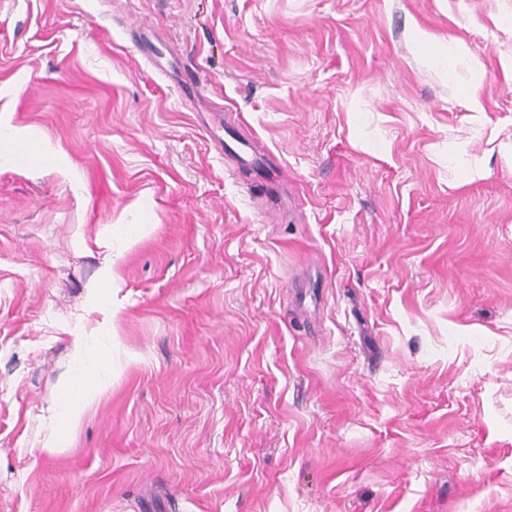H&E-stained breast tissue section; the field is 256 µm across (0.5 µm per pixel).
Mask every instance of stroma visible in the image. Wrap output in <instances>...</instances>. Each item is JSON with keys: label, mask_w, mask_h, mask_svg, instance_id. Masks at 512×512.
<instances>
[{"label": "stroma", "mask_w": 512, "mask_h": 512, "mask_svg": "<svg viewBox=\"0 0 512 512\" xmlns=\"http://www.w3.org/2000/svg\"><path fill=\"white\" fill-rule=\"evenodd\" d=\"M510 56L512 0H0V512H512ZM134 30L139 37L141 52L155 68L160 69L159 62L165 54L161 47L151 40L149 36V34H152L151 30L145 27H136ZM411 42L416 53L438 68L444 80L451 82L454 79V59L465 52L462 44L454 43L448 52V46L438 45L428 31L418 27L411 32ZM430 47L432 51L428 52Z\"/></svg>", "instance_id": "stroma-1"}]
</instances>
